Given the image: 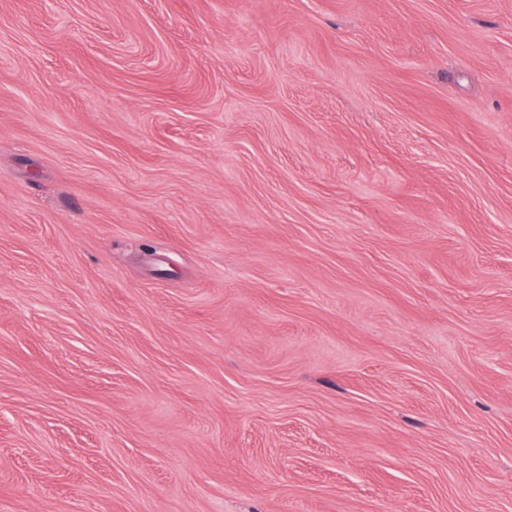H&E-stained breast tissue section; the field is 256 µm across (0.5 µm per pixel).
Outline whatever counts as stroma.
I'll return each mask as SVG.
<instances>
[{
    "instance_id": "1",
    "label": "stroma",
    "mask_w": 512,
    "mask_h": 512,
    "mask_svg": "<svg viewBox=\"0 0 512 512\" xmlns=\"http://www.w3.org/2000/svg\"><path fill=\"white\" fill-rule=\"evenodd\" d=\"M0 512H512V0H0Z\"/></svg>"
}]
</instances>
